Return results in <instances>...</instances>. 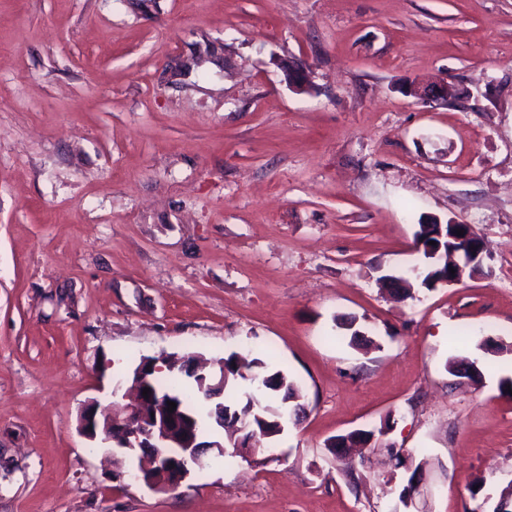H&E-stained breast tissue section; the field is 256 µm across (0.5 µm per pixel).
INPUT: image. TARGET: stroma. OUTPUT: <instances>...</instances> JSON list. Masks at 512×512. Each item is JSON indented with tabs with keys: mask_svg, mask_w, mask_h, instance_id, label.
<instances>
[{
	"mask_svg": "<svg viewBox=\"0 0 512 512\" xmlns=\"http://www.w3.org/2000/svg\"><path fill=\"white\" fill-rule=\"evenodd\" d=\"M431 222L481 272L390 296ZM233 351L304 394L269 453L110 480L81 407ZM510 379L512 0H0V512H495ZM358 429L352 483L328 442ZM409 94L418 98L423 102L427 101H444L448 102L449 95H459L456 86L448 82H440L433 85L413 84L409 87ZM457 99L448 103H454Z\"/></svg>",
	"mask_w": 512,
	"mask_h": 512,
	"instance_id": "stroma-1",
	"label": "stroma"
}]
</instances>
